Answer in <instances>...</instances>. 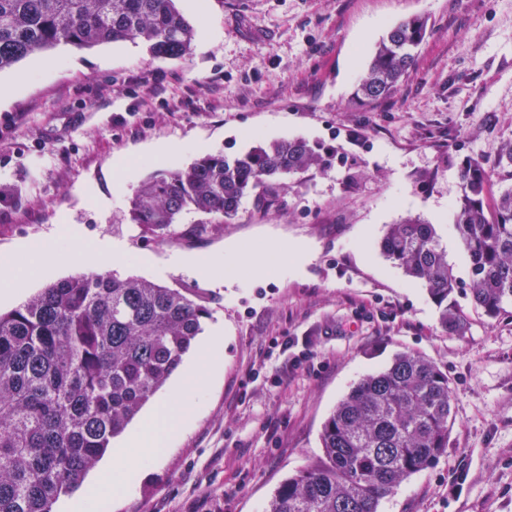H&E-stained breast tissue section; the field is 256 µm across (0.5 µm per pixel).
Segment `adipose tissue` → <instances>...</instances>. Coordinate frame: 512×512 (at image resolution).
Wrapping results in <instances>:
<instances>
[{
    "instance_id": "1",
    "label": "adipose tissue",
    "mask_w": 512,
    "mask_h": 512,
    "mask_svg": "<svg viewBox=\"0 0 512 512\" xmlns=\"http://www.w3.org/2000/svg\"><path fill=\"white\" fill-rule=\"evenodd\" d=\"M78 227L48 239L39 247L20 246L0 263L11 268L10 278L0 280V300L10 301L18 282H29L34 275H46L63 264L93 259L98 266L114 269L141 263L142 258L111 241H99L93 250H85ZM300 247L280 249L276 257L247 244L229 246L223 252L202 257L177 255L171 263L180 270L215 283L228 275L256 276L276 265L287 271L296 265ZM221 330L202 337L193 359L172 390L160 398L145 422L130 433L122 446L95 470L80 489L76 501L61 504L59 512H99L102 503L115 502L132 488L136 477L158 464L172 439L183 431L198 413L207 393L220 377L222 369Z\"/></svg>"
}]
</instances>
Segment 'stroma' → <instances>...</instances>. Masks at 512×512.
<instances>
[{"label": "stroma", "mask_w": 512, "mask_h": 512, "mask_svg": "<svg viewBox=\"0 0 512 512\" xmlns=\"http://www.w3.org/2000/svg\"><path fill=\"white\" fill-rule=\"evenodd\" d=\"M192 53L157 60L129 42L35 53L0 71V254L63 223L85 249L102 239L154 259L122 276L186 290L224 325V368L194 420L117 506L101 512H262L276 488L322 457L320 433L365 375L410 351L448 375V449L379 512H512V303L488 318L467 297L465 335L442 331L424 285L378 244L406 217L434 224L454 275L469 265L454 229L463 161L494 163L512 143V0H179ZM425 17L412 76L390 99L352 94L375 44ZM318 145L323 165L288 179L271 206L176 233L128 218L162 141L234 155L284 138ZM141 157L116 189L112 159ZM230 243L298 246L284 275L218 285L170 267L175 254Z\"/></svg>", "instance_id": "obj_1"}]
</instances>
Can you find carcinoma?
I'll return each mask as SVG.
<instances>
[{
  "instance_id": "carcinoma-1",
  "label": "carcinoma",
  "mask_w": 512,
  "mask_h": 512,
  "mask_svg": "<svg viewBox=\"0 0 512 512\" xmlns=\"http://www.w3.org/2000/svg\"><path fill=\"white\" fill-rule=\"evenodd\" d=\"M426 34L421 17L390 27L354 97L372 103L395 93ZM195 38L175 0H0V71L60 43L131 42L153 58L182 59ZM319 161L302 138L242 155L206 153L185 168L154 172L131 198L129 218L160 234L186 212L224 224L244 198L261 202L278 180ZM491 177L479 160L460 173L454 228L469 263L467 286L434 225L406 219L389 225L380 242L407 277L425 284L451 335L468 330L458 294L490 318L512 302V187L490 199ZM208 316L179 288L95 271L0 312V512H52L179 368ZM452 419L448 375L400 352L338 403L322 429L323 457L284 480L263 512H378L383 498L446 451Z\"/></svg>"
}]
</instances>
